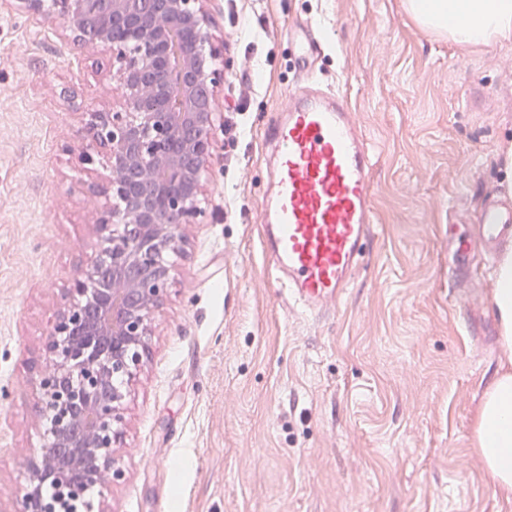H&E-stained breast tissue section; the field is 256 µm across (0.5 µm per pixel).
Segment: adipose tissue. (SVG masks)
Segmentation results:
<instances>
[{
    "mask_svg": "<svg viewBox=\"0 0 512 512\" xmlns=\"http://www.w3.org/2000/svg\"><path fill=\"white\" fill-rule=\"evenodd\" d=\"M405 6L420 26L454 42H512V0H405ZM492 303L499 315L502 343L512 353V249L498 262ZM475 442L495 494L512 498L511 368L503 371L484 396Z\"/></svg>",
    "mask_w": 512,
    "mask_h": 512,
    "instance_id": "ef3b65f1",
    "label": "adipose tissue"
}]
</instances>
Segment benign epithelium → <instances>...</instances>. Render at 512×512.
<instances>
[{"label": "benign epithelium", "instance_id": "1", "mask_svg": "<svg viewBox=\"0 0 512 512\" xmlns=\"http://www.w3.org/2000/svg\"><path fill=\"white\" fill-rule=\"evenodd\" d=\"M36 17L64 21L74 39L112 53L120 112H89L90 142L108 147L105 178L91 188L101 247L69 288L47 334L39 399L53 414L26 461L20 512H78L88 488L124 478L115 448L124 404L148 351L153 315L171 279L182 227L203 213V187L222 112L199 110L214 86L219 50L206 0H160L144 23L141 0H20ZM123 38H113V30ZM187 126L201 134L181 140ZM196 158L193 166L187 157ZM131 169L140 173L131 182ZM137 296L130 307L124 298Z\"/></svg>", "mask_w": 512, "mask_h": 512}]
</instances>
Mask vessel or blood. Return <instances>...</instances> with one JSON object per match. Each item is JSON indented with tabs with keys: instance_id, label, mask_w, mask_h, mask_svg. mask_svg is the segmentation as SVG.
Instances as JSON below:
<instances>
[{
	"instance_id": "obj_1",
	"label": "vessel or blood",
	"mask_w": 512,
	"mask_h": 512,
	"mask_svg": "<svg viewBox=\"0 0 512 512\" xmlns=\"http://www.w3.org/2000/svg\"><path fill=\"white\" fill-rule=\"evenodd\" d=\"M290 105L263 130L265 178L257 201L261 244L276 282L304 311L344 298L374 234V154L348 95L312 80L288 89ZM474 253L512 236V200L478 215Z\"/></svg>"
}]
</instances>
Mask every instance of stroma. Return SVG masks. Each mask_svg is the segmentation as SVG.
I'll list each match as a JSON object with an SVG mask.
<instances>
[{"label":"stroma","instance_id":"stroma-1","mask_svg":"<svg viewBox=\"0 0 512 512\" xmlns=\"http://www.w3.org/2000/svg\"><path fill=\"white\" fill-rule=\"evenodd\" d=\"M239 99L214 133L205 213L151 324L125 403L123 479L89 512H512L474 443L506 359L493 260L449 266L489 192H512V42L461 46L405 0H207ZM316 23L312 79L350 97L375 153V236L335 310L274 284L255 210L261 132L300 77L289 26ZM0 6V512H19L44 442L42 349L98 248L78 154L87 113L117 112L111 54ZM236 130L235 147L226 144Z\"/></svg>","mask_w":512,"mask_h":512}]
</instances>
